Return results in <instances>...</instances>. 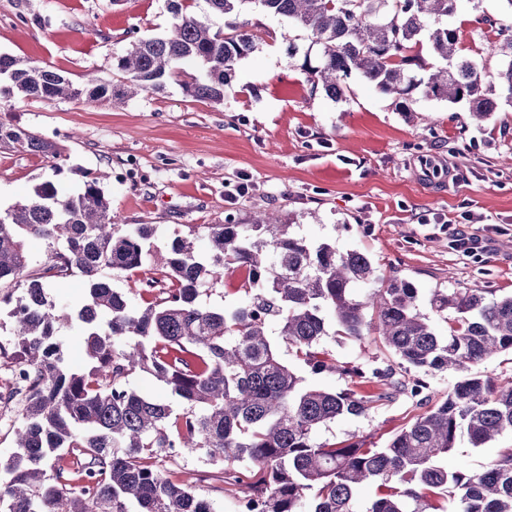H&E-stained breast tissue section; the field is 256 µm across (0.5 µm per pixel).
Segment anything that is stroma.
Returning <instances> with one entry per match:
<instances>
[{
	"mask_svg": "<svg viewBox=\"0 0 512 512\" xmlns=\"http://www.w3.org/2000/svg\"><path fill=\"white\" fill-rule=\"evenodd\" d=\"M238 21L267 37L240 61L223 104L195 100L173 82L123 101H0V120L62 152L57 173L45 158L0 143V213L43 181L73 191L89 172L123 223L157 225L166 240L189 224H248L257 212L276 211L297 234L364 252L380 274L409 280L422 295L437 288L512 292V94L497 78L501 56L485 52L499 29H512L504 0H460L449 20L499 101L478 124L467 102L420 96L406 112L356 75L346 79L344 97L332 100L312 91L286 54L287 35L308 48L304 31L257 10ZM170 22L166 0H0V53L77 81ZM460 236L480 241V249L457 250ZM324 343L340 363L392 361L370 336L330 335ZM15 386L0 357L2 460L22 419ZM422 412L401 393L365 414L337 418L315 437L342 445L359 436L383 448ZM163 469L195 477L196 494L215 512H235L223 490L224 466L207 449L165 460Z\"/></svg>",
	"mask_w": 512,
	"mask_h": 512,
	"instance_id": "1",
	"label": "stroma"
}]
</instances>
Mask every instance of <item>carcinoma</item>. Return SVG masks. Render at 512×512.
<instances>
[{
  "label": "carcinoma",
  "mask_w": 512,
  "mask_h": 512,
  "mask_svg": "<svg viewBox=\"0 0 512 512\" xmlns=\"http://www.w3.org/2000/svg\"><path fill=\"white\" fill-rule=\"evenodd\" d=\"M218 27L189 11L190 0H167L169 29L139 38L113 58L112 75L99 70L78 82L31 60L0 54V100L100 101L160 92L171 80L196 100L224 102L239 62L261 37L237 23L256 9L284 16L318 47L288 37V58L312 90L334 100L353 73L395 95L411 111L413 95L456 104L479 120L497 111L477 65L462 54L457 29L442 20L458 0H206ZM446 65L425 69L422 35ZM491 51L508 58L499 79L512 95V36ZM192 62L197 74L183 78ZM0 142L53 161L59 148L35 133L0 122ZM188 233L155 243L157 226L123 227L94 178L65 193L50 181L14 205L0 222V284L12 291L13 369L22 372V425L3 462L0 512H213L190 482L160 469L172 449H208L242 475L224 481V493L257 505L259 512H357L356 492L376 488L365 512H438L453 497L456 512H512V448H503L481 472L441 463L462 440L481 448L512 434V378L497 381L475 370L512 351V293L436 289L421 304L419 288L385 278L356 250L312 244L291 232L275 212L250 224H189ZM211 242L205 255L192 236ZM46 245L37 263L26 238ZM236 273L240 302L218 308L202 300ZM84 282L80 305L66 309L50 294L72 277ZM136 278L145 298L133 307L112 280ZM376 283L359 296L353 285ZM444 318L446 333L433 325ZM375 335L398 364L366 369L336 364L323 345L329 335ZM75 323L90 368H72L58 343L61 326ZM279 337L274 341L273 337ZM315 373H339L349 386L329 391L305 384L279 343ZM145 372L184 404L173 405L129 386ZM456 372L447 396L418 415L384 448L362 440L336 447L315 440L337 417L361 415L376 401L407 392L419 402L426 377ZM377 383L372 400L359 385Z\"/></svg>",
  "instance_id": "obj_1"
}]
</instances>
